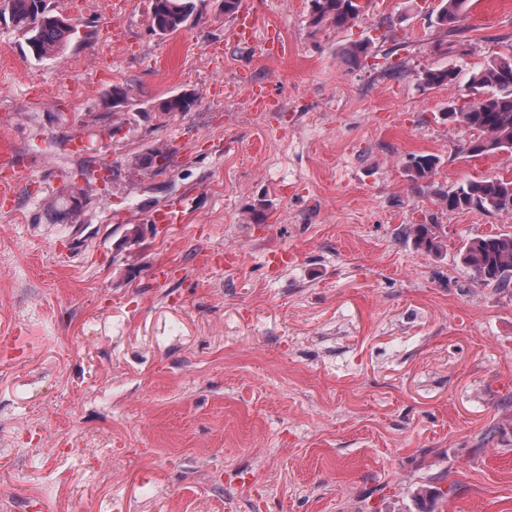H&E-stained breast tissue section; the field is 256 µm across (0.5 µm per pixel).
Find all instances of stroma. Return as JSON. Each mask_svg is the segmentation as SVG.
Here are the masks:
<instances>
[{
    "instance_id": "obj_1",
    "label": "stroma",
    "mask_w": 512,
    "mask_h": 512,
    "mask_svg": "<svg viewBox=\"0 0 512 512\" xmlns=\"http://www.w3.org/2000/svg\"><path fill=\"white\" fill-rule=\"evenodd\" d=\"M366 3L336 28L312 23L308 0H242L279 52L232 42L221 0H197L167 36L151 0H47L73 32L42 60L0 20V142L34 174L0 211V491L14 512H420L423 487L447 492L437 512H512V295L461 260L512 216L437 203L512 179V155L469 156L474 131L444 117L470 71L512 46V0H470L455 35L440 0ZM360 41L371 51L349 65ZM442 67L458 78L423 84ZM245 79L270 106L227 93ZM117 83L130 96L116 111ZM181 92L192 109L160 117ZM157 149L164 161L141 168ZM412 154L439 157L431 178L410 181ZM66 188L73 222L58 217ZM175 200L184 223L134 237ZM411 224L435 225L439 251ZM281 250L292 259L273 266ZM159 263L173 281H154Z\"/></svg>"
}]
</instances>
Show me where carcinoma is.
<instances>
[{"label":"carcinoma","mask_w":512,"mask_h":512,"mask_svg":"<svg viewBox=\"0 0 512 512\" xmlns=\"http://www.w3.org/2000/svg\"><path fill=\"white\" fill-rule=\"evenodd\" d=\"M470 0H440L437 24L446 32L455 30ZM312 23H329L336 28L348 27L364 13L359 0H310ZM195 0H153L152 29L172 34L186 26L196 12ZM8 13L11 22L25 31L30 55L44 59L61 52L73 27L60 14L48 9L46 0H4L0 15ZM459 72L453 68L428 69L422 81L428 86L454 81ZM467 85L474 99L460 109H451L454 120L478 133L470 141V153L495 155L512 153V47L508 53L492 59L471 72ZM194 98L169 96L157 105L164 117H176L188 112ZM439 159L430 154H413L406 163L410 180L420 182L430 178ZM442 207L450 210L481 209L512 216V180H471L451 191L438 193ZM409 232L417 245L429 251L438 250L439 240L429 224H412ZM463 263L477 274L482 286L501 292L512 290V234L500 233L475 237L468 241L462 253Z\"/></svg>","instance_id":"carcinoma-1"}]
</instances>
